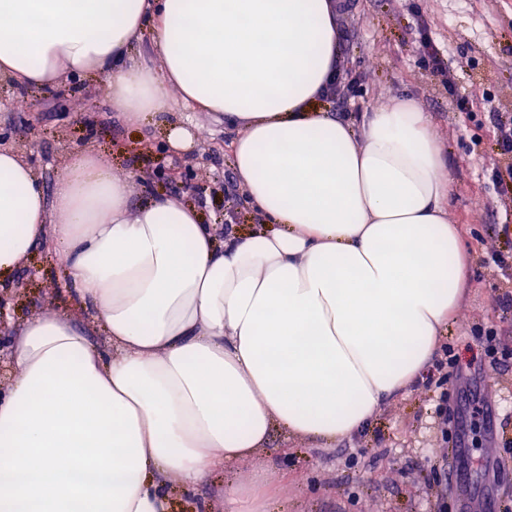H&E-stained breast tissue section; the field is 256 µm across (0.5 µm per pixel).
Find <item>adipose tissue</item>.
Masks as SVG:
<instances>
[{
  "label": "adipose tissue",
  "instance_id": "obj_1",
  "mask_svg": "<svg viewBox=\"0 0 512 512\" xmlns=\"http://www.w3.org/2000/svg\"><path fill=\"white\" fill-rule=\"evenodd\" d=\"M338 42L335 0H0V79L98 74L134 127L223 116L257 217L217 235L91 149L48 191L0 146V282L43 244L71 302L13 327L0 512H168L274 433L336 445L430 362L469 277L444 146L411 99L317 109Z\"/></svg>",
  "mask_w": 512,
  "mask_h": 512
}]
</instances>
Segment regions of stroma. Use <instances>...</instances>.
<instances>
[{"label":"stroma","mask_w":512,"mask_h":512,"mask_svg":"<svg viewBox=\"0 0 512 512\" xmlns=\"http://www.w3.org/2000/svg\"><path fill=\"white\" fill-rule=\"evenodd\" d=\"M347 69L360 87L355 98L325 100L345 119L370 112L399 96L428 112L448 151V221L458 225L471 255L470 283L448 324L445 345L453 347L462 370L451 409L470 455L471 491L492 487L499 503L512 502V359L485 356L480 328L498 324L503 299H512V210L500 201L490 156L497 150L493 115L512 114V0H359ZM428 38L454 79L447 90L420 56ZM472 109L459 111L456 99ZM167 115L154 118L151 139L112 116L101 78L32 91L0 80V144L17 149L51 186L72 153L95 147L112 158L115 173L127 177L134 197L176 194L182 177L199 185L188 195L208 221L236 225L254 216L234 196L235 178L224 140V123L210 112H192L188 123L197 146L181 157L163 138ZM64 281L44 247L27 267L0 287V311L21 323L62 310ZM435 385L419 381L398 394L363 432L333 448L287 440L275 434L261 459L199 485L192 492L173 487L182 500L210 503L228 512L224 484H250L265 474L279 491L265 512H434L426 490L434 483L432 464L444 451L436 429ZM495 412L487 426L479 407ZM357 463H350V456Z\"/></svg>","instance_id":"stroma-1"}]
</instances>
